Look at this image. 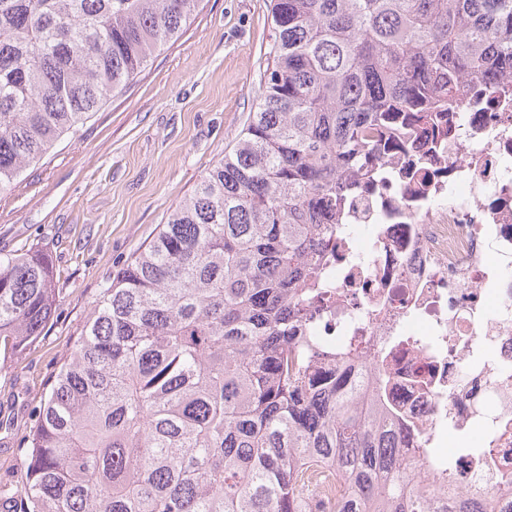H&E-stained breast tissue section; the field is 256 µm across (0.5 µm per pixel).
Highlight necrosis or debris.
<instances>
[{
    "label": "necrosis or debris",
    "instance_id": "4bbe7bcc",
    "mask_svg": "<svg viewBox=\"0 0 512 512\" xmlns=\"http://www.w3.org/2000/svg\"><path fill=\"white\" fill-rule=\"evenodd\" d=\"M330 243L313 333L355 347L351 378L381 363L388 402L417 426L399 431L417 481L435 487L439 463L422 451L443 430L475 427L483 451L459 458L450 491L512 495V82L393 137Z\"/></svg>",
    "mask_w": 512,
    "mask_h": 512
}]
</instances>
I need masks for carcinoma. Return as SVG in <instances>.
I'll list each match as a JSON object with an SVG mask.
<instances>
[{"label":"carcinoma","mask_w":512,"mask_h":512,"mask_svg":"<svg viewBox=\"0 0 512 512\" xmlns=\"http://www.w3.org/2000/svg\"><path fill=\"white\" fill-rule=\"evenodd\" d=\"M199 0H0V195L176 40ZM254 110L101 288L28 436L17 512H485L411 483L371 392L305 335L342 192L464 86L512 79V0H271ZM54 268L0 256V351Z\"/></svg>","instance_id":"obj_1"}]
</instances>
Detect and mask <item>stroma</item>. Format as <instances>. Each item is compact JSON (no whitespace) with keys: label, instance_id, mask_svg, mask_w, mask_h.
Listing matches in <instances>:
<instances>
[{"label":"stroma","instance_id":"obj_1","mask_svg":"<svg viewBox=\"0 0 512 512\" xmlns=\"http://www.w3.org/2000/svg\"><path fill=\"white\" fill-rule=\"evenodd\" d=\"M272 42L270 0H199L136 81L0 196V254L55 268L40 336L0 362V487L24 481L26 438L99 291L238 138Z\"/></svg>","mask_w":512,"mask_h":512}]
</instances>
